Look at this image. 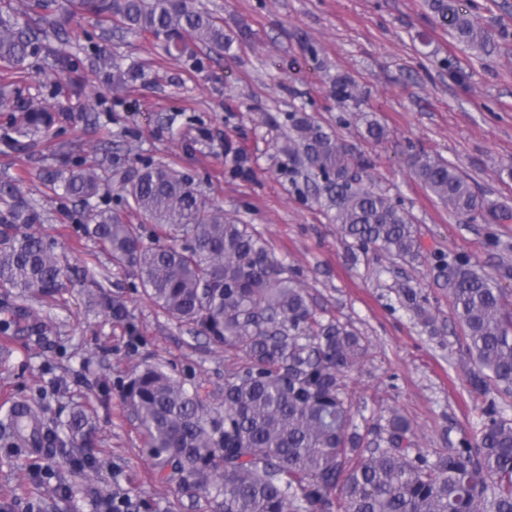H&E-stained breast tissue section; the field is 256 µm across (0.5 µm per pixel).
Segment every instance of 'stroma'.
Segmentation results:
<instances>
[{
  "label": "stroma",
  "instance_id": "35a3bbf8",
  "mask_svg": "<svg viewBox=\"0 0 512 512\" xmlns=\"http://www.w3.org/2000/svg\"><path fill=\"white\" fill-rule=\"evenodd\" d=\"M488 52L448 35L425 0H197L223 17L225 30L245 27L224 56L191 46L166 56L149 36L112 31L73 17V75L55 73L44 51L28 59L23 77L0 76V184L32 199L45 221L34 233L55 240L70 280L56 299L21 300L0 290V419L15 405L42 406L45 427L67 436L83 410L95 424L94 461L73 444L53 450L19 441L0 447V512H107L104 501L127 496L133 512H216L205 494L166 481L146 451L122 400L132 373L146 363L201 386L212 412L224 410L228 371L243 354L199 336L169 317L129 268L111 263L82 236L83 211L62 196L51 175L61 153L94 167L105 189L96 206L141 224L126 208L123 187L144 165H164L187 177L225 219L250 225L287 272L298 274L322 319L336 318L365 338L367 354L346 374L353 422L367 432L391 413L411 424L416 447L442 451L471 436L486 403L469 385L463 330L449 292L448 271L436 255H464L496 273L512 267V217L497 224L448 210L416 179L408 150L453 162L491 212L512 214V0H475ZM109 48L139 78L121 90L102 82L97 53ZM456 62L461 76L443 67ZM348 75L355 100L337 102L336 75ZM81 95L67 92L70 79ZM31 100L57 115L35 146L36 162L6 147L13 102ZM305 108L337 134L355 156L369 159L366 185L386 193L413 216L421 257L393 270L382 253L362 250L288 176L284 120ZM387 130L366 137L365 120ZM145 241L161 237L141 224ZM409 281L428 300L437 334L403 309L392 288ZM120 297L113 317L99 289ZM70 486L58 493L59 482Z\"/></svg>",
  "mask_w": 512,
  "mask_h": 512
}]
</instances>
